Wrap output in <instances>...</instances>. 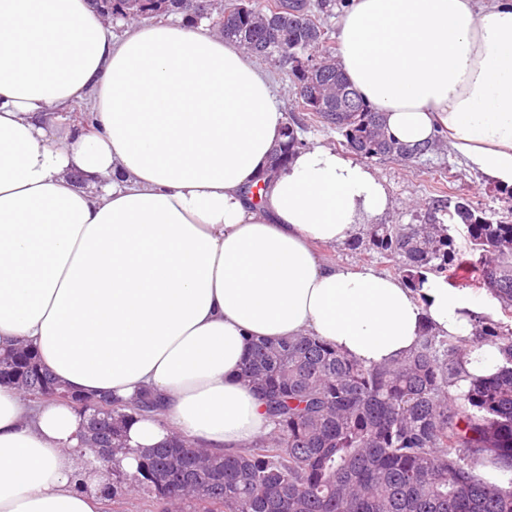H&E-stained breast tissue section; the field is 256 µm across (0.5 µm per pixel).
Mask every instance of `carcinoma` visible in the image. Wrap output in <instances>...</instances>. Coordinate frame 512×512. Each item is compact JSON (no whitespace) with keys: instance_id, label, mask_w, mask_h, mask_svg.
I'll list each match as a JSON object with an SVG mask.
<instances>
[{"instance_id":"obj_1","label":"carcinoma","mask_w":512,"mask_h":512,"mask_svg":"<svg viewBox=\"0 0 512 512\" xmlns=\"http://www.w3.org/2000/svg\"><path fill=\"white\" fill-rule=\"evenodd\" d=\"M312 0H222L220 32L250 53L288 72L297 85V110L336 128L344 145L364 158L406 161L444 145L411 147L386 131L376 111L337 66L317 69L316 49L329 42ZM200 0H112V14L132 19L163 13L196 18ZM272 159L285 167L303 146L294 124ZM468 228L478 254L477 284L512 314V224L492 221L466 202L438 199L428 222L406 227L375 224L369 248L399 259L405 280L420 287L424 273L465 271L457 260L443 215ZM490 343L504 364L489 378L462 381L465 355ZM242 377L264 404L271 430L243 454L212 455L180 436L137 459L134 470L112 466L106 497L121 504L142 490L164 512H512V477L492 484L475 473L488 460L512 472V329L482 319L472 336L424 331L403 360L366 366L314 336L257 339ZM0 384H12L46 401L71 402V392L44 369L38 355L17 348L0 353ZM464 400L459 405L457 400ZM97 409L99 444L124 445L133 416L163 412L146 391L130 402L108 396Z\"/></svg>"}]
</instances>
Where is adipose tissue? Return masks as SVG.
<instances>
[{
  "label": "adipose tissue",
  "mask_w": 512,
  "mask_h": 512,
  "mask_svg": "<svg viewBox=\"0 0 512 512\" xmlns=\"http://www.w3.org/2000/svg\"><path fill=\"white\" fill-rule=\"evenodd\" d=\"M336 41L390 136H445L512 188V0H349ZM85 99L88 125L57 141V110ZM286 120L267 71L204 27L116 37L91 0H0V350L33 348L80 396L157 394L125 469L174 435L224 454L270 431L241 376L252 339L316 336L383 365L425 327L464 338L493 313L432 276L326 262L315 243L353 242L391 200L326 146L265 180ZM80 430L69 405L0 385V512H99L112 473L86 466Z\"/></svg>",
  "instance_id": "1"
}]
</instances>
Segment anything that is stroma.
I'll return each instance as SVG.
<instances>
[{"mask_svg":"<svg viewBox=\"0 0 512 512\" xmlns=\"http://www.w3.org/2000/svg\"><path fill=\"white\" fill-rule=\"evenodd\" d=\"M271 74L286 116L298 125V135L306 146L341 149L342 136L336 129L311 121L307 114L295 110L296 87L292 77L277 67L272 68ZM367 165L391 197L392 207L385 223H424L428 208L442 195L454 202L468 201L473 208L512 222V197L490 193L486 178L451 149L429 152L409 161L373 158Z\"/></svg>","mask_w":512,"mask_h":512,"instance_id":"stroma-1","label":"stroma"}]
</instances>
